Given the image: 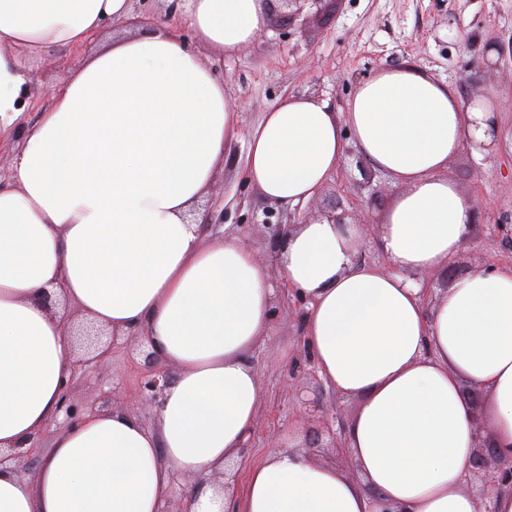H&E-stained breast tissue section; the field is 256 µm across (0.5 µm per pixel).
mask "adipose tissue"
Here are the masks:
<instances>
[{
	"label": "adipose tissue",
	"instance_id": "ef3b65f1",
	"mask_svg": "<svg viewBox=\"0 0 512 512\" xmlns=\"http://www.w3.org/2000/svg\"><path fill=\"white\" fill-rule=\"evenodd\" d=\"M130 10L0 0V139L30 93L22 57L83 46ZM267 22L264 0H188L173 23L97 49L27 131L0 187V448L48 434L52 449L31 483L0 464V512H161L177 473L204 480L188 512H475L467 384L488 391L484 432L512 461V266L457 279L430 308L418 280L455 259L476 217L443 170L462 149L493 152L500 118L407 63L360 80L342 112L278 101L246 156L248 182L286 207L310 199L350 143L398 185L376 226L386 267L356 262V225L324 219L291 227L275 255L304 302L320 377L363 399L344 437L360 478L283 448L249 467L242 495L209 482L254 429L262 380L246 356L271 336L275 287L237 235L205 241L190 214L239 115L186 39L231 57ZM70 304L143 334L173 369L155 429L123 411L57 426L76 350Z\"/></svg>",
	"mask_w": 512,
	"mask_h": 512
}]
</instances>
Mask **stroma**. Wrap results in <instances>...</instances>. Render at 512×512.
Segmentation results:
<instances>
[{"label": "stroma", "mask_w": 512, "mask_h": 512, "mask_svg": "<svg viewBox=\"0 0 512 512\" xmlns=\"http://www.w3.org/2000/svg\"><path fill=\"white\" fill-rule=\"evenodd\" d=\"M175 15L170 0H139L130 16L113 29L101 30L83 47L50 50L33 64L28 76L38 93L25 101L10 139L0 143V186L11 184L25 134L48 103L44 89L58 86L81 68L102 42L172 22ZM491 48L496 51L497 68L490 75L483 72L482 62ZM195 50L223 79L229 101L241 116L238 139L227 149L223 166L195 207L200 214L224 218L223 223L206 226V240L238 235L255 256L269 260L270 279L276 283L280 273L271 259L278 245L271 225L315 219L334 205L361 210L368 222L377 223L396 194L395 182L355 146H347L332 178L313 198L287 208L245 179L248 133L282 98L313 95L342 112L361 79L412 62L448 82L461 101L489 97L501 116L504 137L494 153L479 161L469 150H461L449 160L444 175L477 204L472 233L455 261L459 275L475 270L476 252L512 265V242L497 230L498 225H512V0H337L324 17H300L285 31L266 27L264 36L233 57L220 56L203 44ZM276 298L274 339L250 355L263 390L256 429L236 470L238 494L244 490L247 466L296 444L304 425L288 396V371L300 352L299 320L290 310L292 300L286 290H278ZM140 377L139 357L120 343L103 365L82 366L68 389L69 399L83 412L108 411L117 388L125 395L124 410L148 423L152 416L141 410L138 400Z\"/></svg>", "instance_id": "obj_1"}]
</instances>
